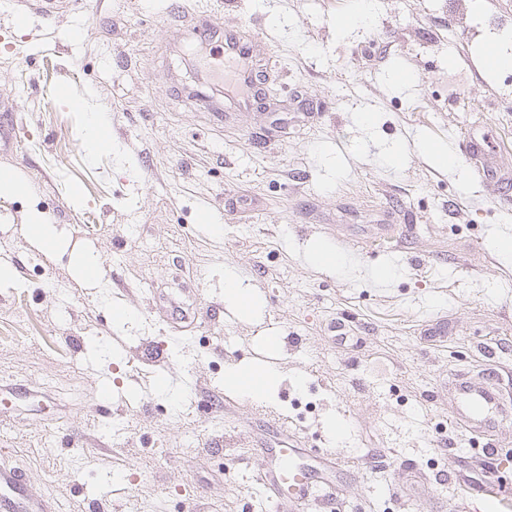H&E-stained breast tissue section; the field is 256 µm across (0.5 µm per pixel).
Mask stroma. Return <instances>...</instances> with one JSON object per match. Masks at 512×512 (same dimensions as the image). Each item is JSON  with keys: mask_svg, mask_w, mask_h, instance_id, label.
Here are the masks:
<instances>
[{"mask_svg": "<svg viewBox=\"0 0 512 512\" xmlns=\"http://www.w3.org/2000/svg\"><path fill=\"white\" fill-rule=\"evenodd\" d=\"M83 2L24 24L0 7V168L27 185L0 219V461L58 512H465L457 483L488 460L445 386L488 373L512 399V194L432 152L467 132L512 174V68L480 63L493 38L512 54V0ZM196 10L254 34L251 108L205 75ZM89 104L111 151L85 145ZM319 247L341 264L313 266ZM80 254L100 282L77 283ZM263 361V398L226 385ZM287 438L344 462L334 501L256 487L259 447ZM26 225L27 236L38 241L47 252H52L56 248V235L53 226L46 224L39 212H33ZM224 294L245 311L249 310L254 304L251 295L241 288V284L232 274H225L224 276Z\"/></svg>", "mask_w": 512, "mask_h": 512, "instance_id": "1", "label": "stroma"}]
</instances>
